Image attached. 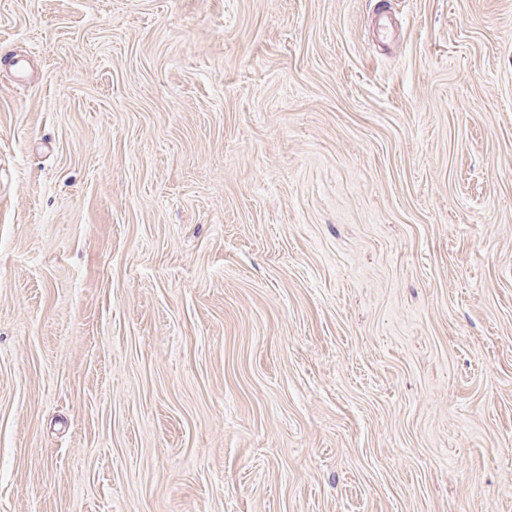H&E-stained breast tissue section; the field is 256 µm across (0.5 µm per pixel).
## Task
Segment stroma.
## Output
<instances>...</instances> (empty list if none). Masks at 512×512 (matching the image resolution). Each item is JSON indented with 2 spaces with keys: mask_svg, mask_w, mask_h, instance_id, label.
I'll return each instance as SVG.
<instances>
[{
  "mask_svg": "<svg viewBox=\"0 0 512 512\" xmlns=\"http://www.w3.org/2000/svg\"><path fill=\"white\" fill-rule=\"evenodd\" d=\"M0 512H512V0H0Z\"/></svg>",
  "mask_w": 512,
  "mask_h": 512,
  "instance_id": "1",
  "label": "stroma"
}]
</instances>
